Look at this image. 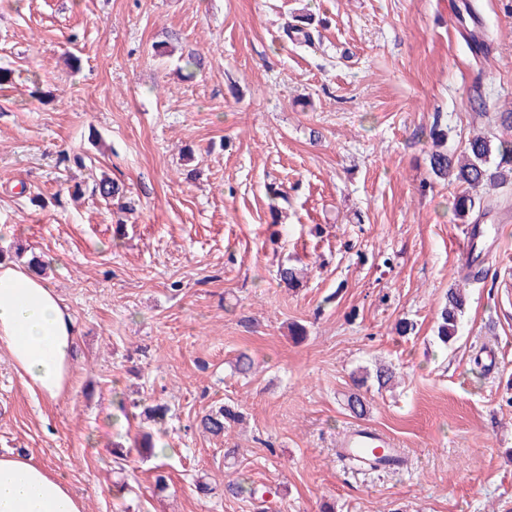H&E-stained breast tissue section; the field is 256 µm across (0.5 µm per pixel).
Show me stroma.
<instances>
[{
	"label": "stroma",
	"instance_id": "1",
	"mask_svg": "<svg viewBox=\"0 0 512 512\" xmlns=\"http://www.w3.org/2000/svg\"><path fill=\"white\" fill-rule=\"evenodd\" d=\"M462 2L0 0V258L42 257L79 333L52 404L0 349V454L60 473L85 512H257L225 497L230 480L271 488L276 512H512V190L470 279L455 188L423 135L439 113L449 149L487 129L476 90L512 109V0H479V60ZM306 17L311 44L288 40ZM168 39L176 55L159 58ZM188 52L200 70L182 68ZM103 177L130 210L92 193ZM281 260L300 287L279 285ZM452 288L466 306L444 346ZM158 401L159 424L139 411ZM222 404L238 421L199 430ZM361 422L403 469L339 456ZM146 433L158 454L139 453Z\"/></svg>",
	"mask_w": 512,
	"mask_h": 512
}]
</instances>
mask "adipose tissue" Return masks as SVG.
I'll return each instance as SVG.
<instances>
[{
  "mask_svg": "<svg viewBox=\"0 0 512 512\" xmlns=\"http://www.w3.org/2000/svg\"><path fill=\"white\" fill-rule=\"evenodd\" d=\"M76 331L54 288L0 262V348L29 390L56 402L72 380ZM0 512H85L82 498L56 471L23 456L0 455Z\"/></svg>",
  "mask_w": 512,
  "mask_h": 512,
  "instance_id": "1",
  "label": "adipose tissue"
}]
</instances>
